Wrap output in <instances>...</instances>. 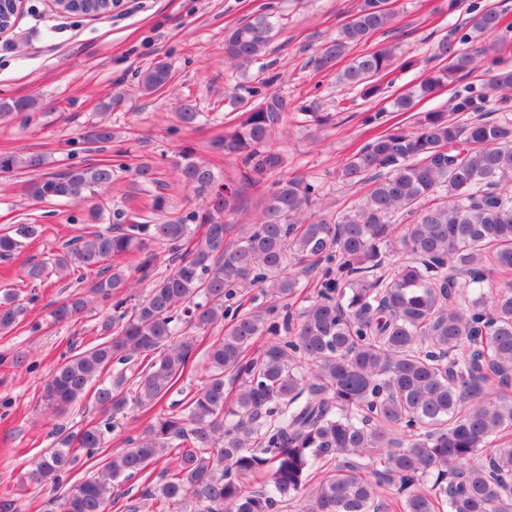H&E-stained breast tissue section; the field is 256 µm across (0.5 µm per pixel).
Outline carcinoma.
<instances>
[{"mask_svg":"<svg viewBox=\"0 0 512 512\" xmlns=\"http://www.w3.org/2000/svg\"><path fill=\"white\" fill-rule=\"evenodd\" d=\"M58 7L74 15L112 12L102 0ZM396 19L390 0H360L336 37L320 46L314 67H330ZM469 23L470 31L452 29L432 44L431 58L447 65L431 68L390 104L409 112L414 99L464 79L480 60L490 66V79L456 92L449 110L420 112L413 126L385 130L350 155L339 179L368 182L370 189L358 208L338 217L309 216L321 187L283 174L285 156L270 139L290 102L278 92L231 98L238 116L211 146L239 159L232 178L187 146L171 183L150 161L120 159L71 165L30 183L37 201L78 203L129 173L162 190L152 198L156 212L167 213L169 190L191 188L206 201L202 210L157 224L128 214L124 224L105 225L98 223L107 211L101 199L91 209L95 223L81 225L73 245L27 272L40 281L99 267L106 273L90 296L74 294L50 311L53 322L70 323L91 305L106 310L100 341L70 349L41 396L58 415L89 395L101 412L97 425L74 436L58 429V446L32 463L31 479L68 483L62 512H108L115 483L137 477L144 479L147 512H276L298 496L301 512H379L390 492L398 512H512V436L505 433L512 396L496 393L512 382V282L484 291L486 271L512 273V65L504 47L483 42L500 27L495 10L478 11ZM275 28L272 14L254 15L225 33L224 55L248 69L266 55ZM399 61L395 45L360 53L337 83L374 99L383 93L381 77ZM171 80L160 61L143 73L141 91L149 95ZM490 104L500 117L459 120ZM34 105L3 100L0 116ZM299 111L318 126L332 120L318 99ZM203 117L185 99L182 124L194 127ZM114 137L112 125L100 123L83 142L100 152ZM20 165L38 169L42 158L0 156L1 174ZM255 187L265 189L261 216L226 241L224 216L239 209L243 190ZM41 232L40 224L0 231V258ZM152 242L173 253L162 271ZM135 249L134 271L152 287L129 314L123 257ZM400 253L406 260L391 275L378 274ZM311 272L320 287L293 335L283 336L288 301ZM254 285L264 303L247 311L229 304ZM27 312L16 295L1 296L0 331L18 326ZM217 323L224 331L206 349L207 374L197 390L129 439L130 447L109 455L97 475L68 482L72 441L92 458L129 405L155 408L192 372L196 333ZM115 364L135 366L129 395L125 373L102 381ZM229 375L239 381L231 396ZM172 455L174 469L150 481L149 465ZM258 479L260 488L250 489Z\"/></svg>","mask_w":512,"mask_h":512,"instance_id":"carcinoma-1","label":"carcinoma"}]
</instances>
